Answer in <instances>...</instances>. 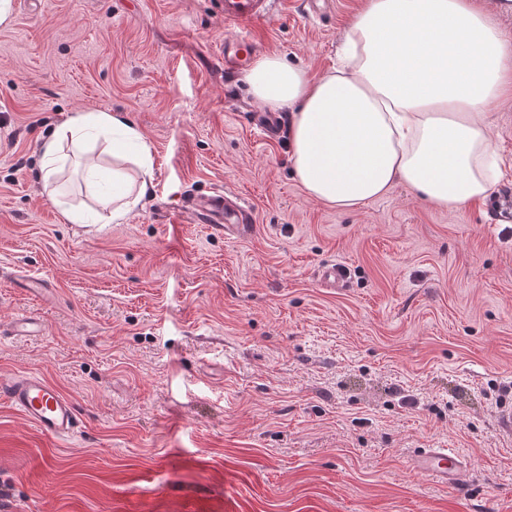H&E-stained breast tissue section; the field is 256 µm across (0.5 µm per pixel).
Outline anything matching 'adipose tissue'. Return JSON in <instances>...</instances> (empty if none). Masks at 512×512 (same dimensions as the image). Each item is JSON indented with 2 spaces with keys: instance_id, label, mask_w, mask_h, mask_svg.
Masks as SVG:
<instances>
[{
  "instance_id": "adipose-tissue-1",
  "label": "adipose tissue",
  "mask_w": 512,
  "mask_h": 512,
  "mask_svg": "<svg viewBox=\"0 0 512 512\" xmlns=\"http://www.w3.org/2000/svg\"><path fill=\"white\" fill-rule=\"evenodd\" d=\"M476 0H364L344 39L339 67L314 76L279 57L255 61V98L290 107L293 172L311 199L355 209L402 182L430 204L456 210L486 201L498 183L493 112L512 100V41ZM120 132L142 177L112 183V216L136 205L151 183L140 132L109 112L79 114L42 144L43 180L64 163V144Z\"/></svg>"
}]
</instances>
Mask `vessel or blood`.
Instances as JSON below:
<instances>
[{"mask_svg":"<svg viewBox=\"0 0 512 512\" xmlns=\"http://www.w3.org/2000/svg\"><path fill=\"white\" fill-rule=\"evenodd\" d=\"M280 0H220L225 23L238 31L226 39L218 62L229 74L248 66L255 51L249 36L250 27L272 15ZM192 224H205L211 229L247 235L253 226L251 208L230 192L219 189L207 195L189 196L182 203ZM0 398L23 414L39 431L52 439L67 440L80 431V421L73 403L41 375L21 371L0 378ZM414 471L443 483H456L464 476L459 454L451 448H423L411 460Z\"/></svg>","mask_w":512,"mask_h":512,"instance_id":"b4317fda","label":"vessel or blood"}]
</instances>
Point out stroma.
I'll return each mask as SVG.
<instances>
[{"instance_id":"stroma-1","label":"stroma","mask_w":512,"mask_h":512,"mask_svg":"<svg viewBox=\"0 0 512 512\" xmlns=\"http://www.w3.org/2000/svg\"><path fill=\"white\" fill-rule=\"evenodd\" d=\"M364 0H287L261 55L335 67ZM0 24V377L41 374L81 433L42 435L0 400V512H512V103L496 109L502 177L459 210L398 184L359 208L307 196L217 54L218 0H11ZM80 112L151 147L152 182L121 219L72 154L51 188L39 149ZM239 194L236 239L181 200ZM71 209L79 221L67 220ZM343 264L348 283L324 287ZM53 283L51 300L19 275ZM452 448L467 473L413 471ZM410 464L414 471L445 484L457 483L464 476L461 458L452 448H421Z\"/></svg>"}]
</instances>
